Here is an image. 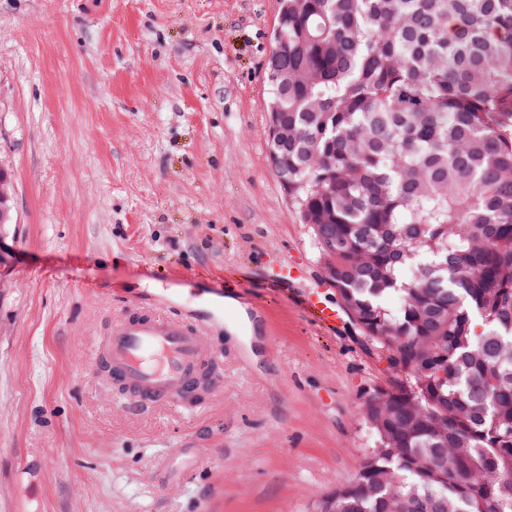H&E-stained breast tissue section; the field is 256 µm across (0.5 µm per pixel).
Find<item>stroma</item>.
<instances>
[{"mask_svg": "<svg viewBox=\"0 0 512 512\" xmlns=\"http://www.w3.org/2000/svg\"><path fill=\"white\" fill-rule=\"evenodd\" d=\"M277 0H0V512H316L382 366L269 161ZM298 265L302 279L275 276ZM209 320L224 391L134 407L89 369L138 299Z\"/></svg>", "mask_w": 512, "mask_h": 512, "instance_id": "35a3bbf8", "label": "stroma"}]
</instances>
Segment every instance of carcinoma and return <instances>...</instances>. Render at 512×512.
<instances>
[{
    "mask_svg": "<svg viewBox=\"0 0 512 512\" xmlns=\"http://www.w3.org/2000/svg\"><path fill=\"white\" fill-rule=\"evenodd\" d=\"M273 172L371 350L317 512H512V0H281Z\"/></svg>",
    "mask_w": 512,
    "mask_h": 512,
    "instance_id": "carcinoma-1",
    "label": "carcinoma"
}]
</instances>
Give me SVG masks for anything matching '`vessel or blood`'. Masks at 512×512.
Segmentation results:
<instances>
[{
  "mask_svg": "<svg viewBox=\"0 0 512 512\" xmlns=\"http://www.w3.org/2000/svg\"><path fill=\"white\" fill-rule=\"evenodd\" d=\"M206 326L203 319L190 322L136 304L111 322L91 362L108 364L132 404H191L223 389L222 379L203 377L216 359L203 344Z\"/></svg>",
  "mask_w": 512,
  "mask_h": 512,
  "instance_id": "vessel-or-blood-1",
  "label": "vessel or blood"
}]
</instances>
